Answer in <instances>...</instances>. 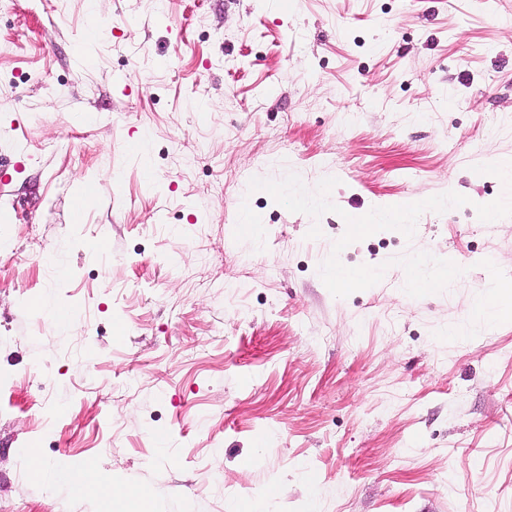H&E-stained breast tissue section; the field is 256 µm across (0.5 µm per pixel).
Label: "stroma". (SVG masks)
I'll return each instance as SVG.
<instances>
[{
  "label": "stroma",
  "mask_w": 512,
  "mask_h": 512,
  "mask_svg": "<svg viewBox=\"0 0 512 512\" xmlns=\"http://www.w3.org/2000/svg\"><path fill=\"white\" fill-rule=\"evenodd\" d=\"M510 156L512 0H0V512H130L46 483L89 460L154 512H512V320L445 335L512 275ZM283 167L339 213L249 192ZM448 191L331 295L345 215ZM416 250L465 272L411 298Z\"/></svg>",
  "instance_id": "35a3bbf8"
}]
</instances>
